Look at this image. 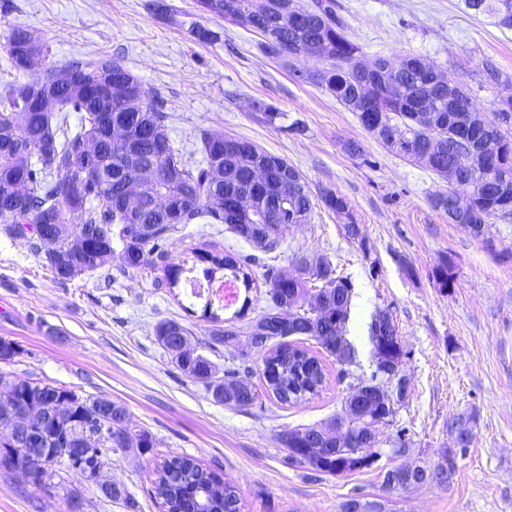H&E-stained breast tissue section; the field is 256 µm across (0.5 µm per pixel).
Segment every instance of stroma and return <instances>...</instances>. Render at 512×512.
Here are the masks:
<instances>
[{"label":"stroma","instance_id":"35a3bbf8","mask_svg":"<svg viewBox=\"0 0 512 512\" xmlns=\"http://www.w3.org/2000/svg\"><path fill=\"white\" fill-rule=\"evenodd\" d=\"M149 0H0V87L25 82L5 65L6 38L23 28L49 46L42 67L74 57L119 58L167 112L171 139L198 157L200 130L221 131L285 158L306 179L314 197L308 223L291 225L277 252L287 266L297 252L323 254L351 278L357 296L348 339L362 371H370L368 324L389 311L405 352L408 394L394 422L406 427L410 460L429 467L454 459L451 477L409 492H385L384 455L369 468L318 474L288 462L278 437L318 426L344 411L352 382L325 358L317 396L281 404L262 395L238 409L216 403L201 383L187 378L156 343L155 325L174 318L204 348L212 328L204 302L155 287L153 274L112 277L98 271L61 283L26 241L0 234V337L23 352L0 370L76 392L124 403L133 428L148 430L153 452L116 454L104 479L125 486L136 506L108 502L73 473L55 487L32 489L14 472H0V512H67L71 496L83 512H161L151 494L164 457L186 454L222 469L239 489L241 512H341L352 498L383 503L385 512H512V219H492L473 236L432 208L429 198L447 182L377 140L349 111L318 87L298 82L293 69L321 67L300 57L284 66L262 50L261 38L223 18L200 13L194 0H167L158 15ZM364 61L399 60L413 53L448 79L469 88L478 110L492 114L500 85L512 81V31L472 16L462 0H336ZM217 32L197 41L191 25ZM496 79H488L487 69ZM279 112L268 122L256 101ZM358 151H351L350 143ZM344 197L370 250L346 236L343 223L319 195ZM190 225L170 248L180 263L190 246H251L231 232L200 236ZM447 266L453 286L441 292L434 274ZM474 413L469 448L455 446L448 421Z\"/></svg>","mask_w":512,"mask_h":512}]
</instances>
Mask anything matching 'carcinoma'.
Instances as JSON below:
<instances>
[{
    "label": "carcinoma",
    "mask_w": 512,
    "mask_h": 512,
    "mask_svg": "<svg viewBox=\"0 0 512 512\" xmlns=\"http://www.w3.org/2000/svg\"><path fill=\"white\" fill-rule=\"evenodd\" d=\"M203 14L224 18L248 28L263 38L264 52L275 59L292 62L297 54L314 51L328 67L297 79L320 88L336 102L356 113L369 130L381 126L393 151L411 160L412 154L429 149L434 161L429 170L439 174L455 162L458 151L478 142L482 129L472 126L456 132L448 127V103L463 112L472 106L460 85L450 86L434 79L437 67L420 56L401 58L400 69L378 57L374 66L371 96L366 105L356 103L364 79L359 47L348 34L347 25L336 15L335 0H195ZM465 9L492 19V24L512 30V0H464ZM11 67L31 74L29 81L3 87L0 93V231L13 239L27 241L41 255L54 275L65 283L88 273L112 267V242L122 244L121 275L162 270L157 287L173 289L184 284L202 286L232 279L249 291L254 286L253 254L230 250L191 248L192 260L171 266L169 246L181 239L190 224H223L227 230L264 253L282 246V238L257 233L261 224H305L309 221L311 191L301 173L288 161L260 150L246 140L203 130L199 134L201 159L189 160L170 138L167 116L161 104L120 60L72 59L63 67L32 72L36 60L47 55V46L22 28L11 31L6 41ZM80 114L71 124L70 113ZM480 173H494L495 183L478 193L470 212L459 220L466 226L478 224L485 234L494 217H512V135L505 136L503 152L479 163ZM256 171L266 173V182L250 181ZM146 175L145 193L161 194L175 206L162 213L144 204L137 218L115 205L128 183ZM325 207L344 220L345 233L359 239L364 254L367 241L360 237L346 200L326 191L320 195ZM206 263L203 278L193 275L189 262ZM324 267L302 274V253L292 255L289 265H263L268 285V306L253 321L241 323L250 299L229 317H221V306L205 300L203 316L214 323L207 348L224 349V376L207 356L192 355L172 347L174 336L189 334L176 319H165L154 328L157 343L189 378L201 383L219 404L247 408L258 401V393L243 377L253 373L252 361L237 353L232 338L248 332L256 323L275 318L288 307V321L272 338L282 339L263 358L262 376L268 392L282 404L296 403L318 394L325 382L320 357L308 348L286 341L290 336H310L341 366V376L358 365L356 351L348 340L355 288L337 274L332 261L322 257ZM317 299L305 307L307 297ZM398 330L391 315L378 312L369 324L372 345L389 358L400 354L399 345L382 338ZM22 354L20 345L0 338V361L11 362ZM18 398L69 414L77 427L102 408L114 423H125L122 435L102 437L90 448L108 459L136 438L142 453L153 451L151 433L131 427L129 412L122 403L105 397H82L67 389L32 382ZM474 418L456 415L449 425L456 428L463 447L473 437ZM350 460L327 445L311 442L305 447V465L316 473L337 475L375 462L367 449ZM383 485L391 492L416 489L400 468L387 469ZM154 495L167 512H240L236 487L223 475L203 467L196 458L174 455L156 469ZM344 512H382V504L350 499Z\"/></svg>",
    "instance_id": "carcinoma-1"
}]
</instances>
